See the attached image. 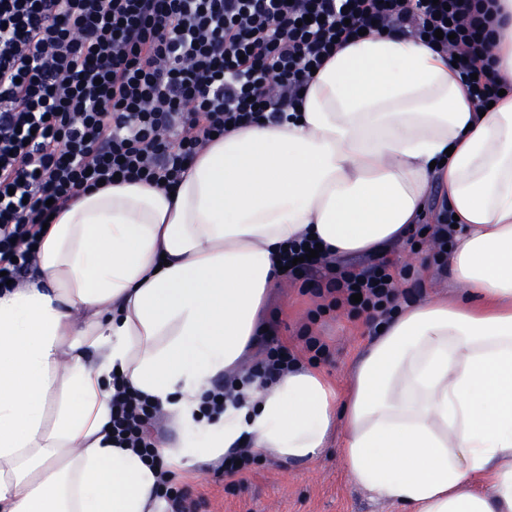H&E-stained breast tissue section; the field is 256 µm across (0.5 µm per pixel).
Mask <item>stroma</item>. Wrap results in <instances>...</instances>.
<instances>
[{
  "label": "stroma",
  "instance_id": "35a3bbf8",
  "mask_svg": "<svg viewBox=\"0 0 512 512\" xmlns=\"http://www.w3.org/2000/svg\"><path fill=\"white\" fill-rule=\"evenodd\" d=\"M398 261L411 268L421 285L422 298L453 295L447 270L437 267L434 252L427 245L403 249ZM316 304L304 279L285 280L274 306L288 308L289 316L280 322L277 333L296 346L300 343V328L311 325L314 334L329 347L328 357L320 361L321 369L339 385H347L353 360L374 332L364 317L351 316L344 308L310 322L309 313ZM341 441V431H334L328 451L307 468L261 457L240 479L227 478L207 468L199 473L176 474L175 483L201 499L198 512H400L391 503L372 499L350 480L339 452Z\"/></svg>",
  "mask_w": 512,
  "mask_h": 512
}]
</instances>
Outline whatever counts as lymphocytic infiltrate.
<instances>
[{"mask_svg":"<svg viewBox=\"0 0 512 512\" xmlns=\"http://www.w3.org/2000/svg\"><path fill=\"white\" fill-rule=\"evenodd\" d=\"M497 0H0V293L25 287L51 214L114 177L174 186L229 128L280 120L339 45L360 30L409 33L457 54L478 107L497 100L489 35ZM309 240L280 255L319 272V311L388 322L407 299L387 257L357 268ZM361 294L352 303L353 294ZM166 414L113 377L109 439L156 467L166 512H197L157 441Z\"/></svg>","mask_w":512,"mask_h":512,"instance_id":"lymphocytic-infiltrate-1","label":"lymphocytic infiltrate"}]
</instances>
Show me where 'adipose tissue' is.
<instances>
[{
    "mask_svg": "<svg viewBox=\"0 0 512 512\" xmlns=\"http://www.w3.org/2000/svg\"><path fill=\"white\" fill-rule=\"evenodd\" d=\"M498 2L509 91L486 114L447 54L373 31L316 71L296 117L214 138L173 191L116 181L53 218L33 280L0 294V512H163L148 462L103 441L116 368L187 430L160 446L174 470L245 443L310 465L339 424L347 473L376 498L512 512V0ZM434 189L458 216L461 296L396 314L346 392L300 366L203 417L215 381L245 378L280 249L404 243Z\"/></svg>",
    "mask_w": 512,
    "mask_h": 512,
    "instance_id": "adipose-tissue-1",
    "label": "adipose tissue"
}]
</instances>
